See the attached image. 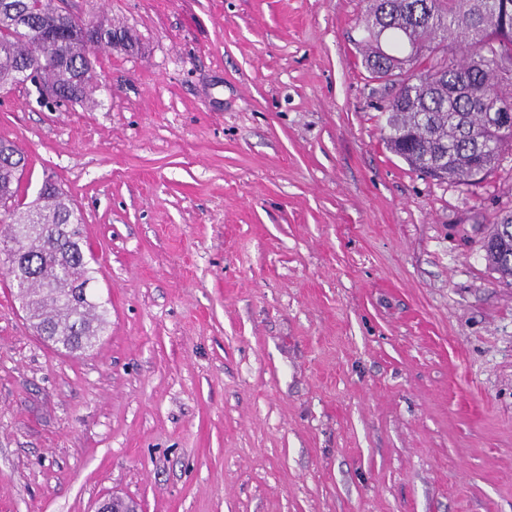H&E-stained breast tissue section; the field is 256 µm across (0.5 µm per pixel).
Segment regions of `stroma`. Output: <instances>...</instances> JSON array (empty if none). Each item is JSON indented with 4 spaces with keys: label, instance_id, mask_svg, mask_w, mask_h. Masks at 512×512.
Here are the masks:
<instances>
[{
    "label": "stroma",
    "instance_id": "35a3bbf8",
    "mask_svg": "<svg viewBox=\"0 0 512 512\" xmlns=\"http://www.w3.org/2000/svg\"><path fill=\"white\" fill-rule=\"evenodd\" d=\"M63 5L138 45L95 107L0 92V139L81 211L110 326L57 352L0 273V512H512V155L387 149L368 0ZM493 233L483 243L489 264L508 282L512 279V212L496 217ZM511 283V282H510Z\"/></svg>",
    "mask_w": 512,
    "mask_h": 512
}]
</instances>
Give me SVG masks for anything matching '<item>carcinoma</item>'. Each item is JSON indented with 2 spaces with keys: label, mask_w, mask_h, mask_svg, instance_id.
Listing matches in <instances>:
<instances>
[{
  "label": "carcinoma",
  "mask_w": 512,
  "mask_h": 512,
  "mask_svg": "<svg viewBox=\"0 0 512 512\" xmlns=\"http://www.w3.org/2000/svg\"><path fill=\"white\" fill-rule=\"evenodd\" d=\"M63 10L58 0H0V90L29 83L26 64L38 63L30 83L39 95L94 104L89 47L77 31L59 34L46 45L19 27L25 17L53 29ZM365 63L378 79L403 71L402 63L381 51L386 38L401 46L402 33L416 44L413 61L422 67L407 74L404 93L381 107L390 149L421 173L440 181L469 182L512 155V129L489 125L493 109L512 112V72L500 66L512 59V0H369L362 21ZM457 56L448 58L447 42ZM28 165L17 145L0 140V254H18L15 280L26 319L57 349L83 353L108 326V310L90 291L95 258L83 245V215L53 183L22 206L20 179ZM483 243L489 264L512 279V212L496 217Z\"/></svg>",
  "instance_id": "cac0c4a2"
}]
</instances>
